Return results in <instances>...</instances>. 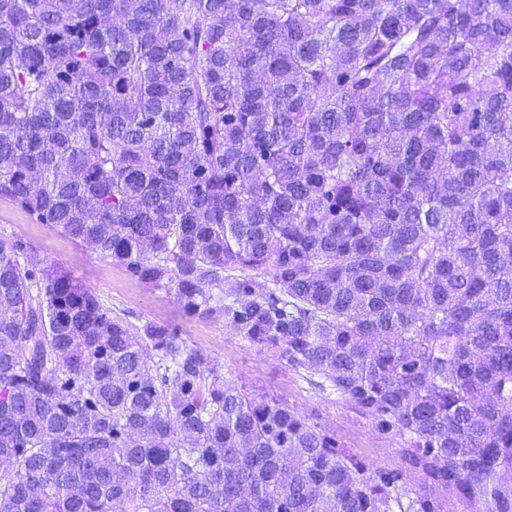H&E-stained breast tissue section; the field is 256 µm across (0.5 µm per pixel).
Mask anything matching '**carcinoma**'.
I'll return each instance as SVG.
<instances>
[{
	"mask_svg": "<svg viewBox=\"0 0 512 512\" xmlns=\"http://www.w3.org/2000/svg\"><path fill=\"white\" fill-rule=\"evenodd\" d=\"M0 199L396 443L0 238V512H512V0H0ZM0 237L23 241L27 253L67 272L133 325L169 324L186 343L200 349L222 375L258 394L280 399L302 415L336 432L347 448L368 463L392 464L395 446L351 409L325 398L305 377L291 371L279 353L259 350L224 326L223 320L186 314L172 297L128 278L123 269L99 258L92 247L32 224L11 202L0 200Z\"/></svg>",
	"mask_w": 512,
	"mask_h": 512,
	"instance_id": "carcinoma-1",
	"label": "carcinoma"
}]
</instances>
